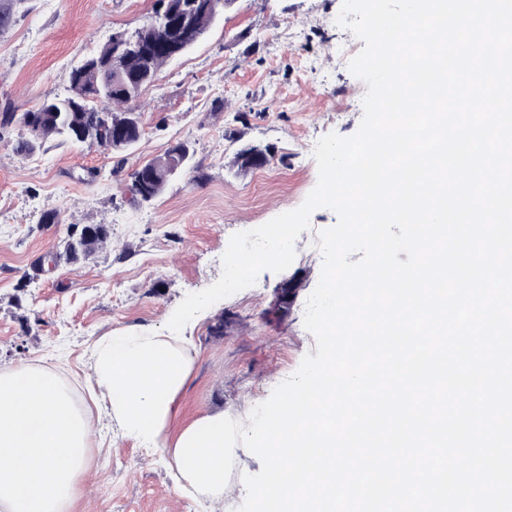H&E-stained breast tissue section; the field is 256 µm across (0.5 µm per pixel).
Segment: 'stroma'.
Wrapping results in <instances>:
<instances>
[{
	"instance_id": "stroma-1",
	"label": "stroma",
	"mask_w": 512,
	"mask_h": 512,
	"mask_svg": "<svg viewBox=\"0 0 512 512\" xmlns=\"http://www.w3.org/2000/svg\"><path fill=\"white\" fill-rule=\"evenodd\" d=\"M12 21L0 32V114L36 109L70 92V72L113 33L151 16L155 0H8ZM342 0H234L205 37L164 65L139 98L142 135L122 154L48 141L34 155L14 154L21 129L0 128V368L26 360L62 372L89 407L95 473L72 512H205L178 494L166 458L123 436L96 408L88 384L91 349L107 333L165 329L184 296L222 275L230 237L299 207L318 181L319 138L356 132L363 81L346 48L363 46L336 25ZM187 143L202 176L172 179L153 203L131 198L130 175L167 145ZM245 144L270 150L265 167L236 173ZM55 215L52 224L44 215ZM337 221L321 208L295 243L291 272L302 285L288 317L271 315L283 273L222 299L187 325L192 370L170 430L221 414L247 423L253 408L289 378L315 339L303 325L318 283L319 233ZM71 224H106L107 247L77 264L45 265ZM223 320L224 333L210 328ZM261 462L234 449L230 490L215 512H237L243 474Z\"/></svg>"
}]
</instances>
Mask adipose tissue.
I'll list each match as a JSON object with an SVG mask.
<instances>
[{"instance_id": "ef3b65f1", "label": "adipose tissue", "mask_w": 512, "mask_h": 512, "mask_svg": "<svg viewBox=\"0 0 512 512\" xmlns=\"http://www.w3.org/2000/svg\"><path fill=\"white\" fill-rule=\"evenodd\" d=\"M191 368L179 329L130 330L97 340L89 379L126 436L170 459L179 490L219 502L230 454L223 416L168 436ZM92 435L90 417L56 372L30 363L0 370V512H70L90 471Z\"/></svg>"}]
</instances>
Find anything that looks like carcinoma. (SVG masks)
Masks as SVG:
<instances>
[{"label": "carcinoma", "mask_w": 512, "mask_h": 512, "mask_svg": "<svg viewBox=\"0 0 512 512\" xmlns=\"http://www.w3.org/2000/svg\"><path fill=\"white\" fill-rule=\"evenodd\" d=\"M181 6L184 24L171 27L166 24L156 27L141 26L127 34L150 45L147 54L130 50L127 42L108 41L91 55L92 63L81 64L70 74V94L44 100L38 108L16 116L7 114L3 124L17 122L23 133L12 143L15 154L27 157L49 139L62 143L85 142L107 150L117 135L114 121L128 112L142 90L152 84L161 67L169 62L167 48L172 42L182 43L187 51L198 43L196 36L206 35L215 20V12L208 7L210 0H155L154 9L162 2ZM38 125V134L29 135V127ZM257 147L241 149L236 154L237 172L245 173L256 168L253 152ZM191 149L183 142L169 145L164 152L146 162L143 170L131 174L128 186L135 201L150 204L158 199L169 183L171 170L193 171L190 166ZM68 230L82 237L66 244L67 259L76 261L94 254L104 247L110 231L104 224H71Z\"/></svg>", "instance_id": "obj_1"}]
</instances>
